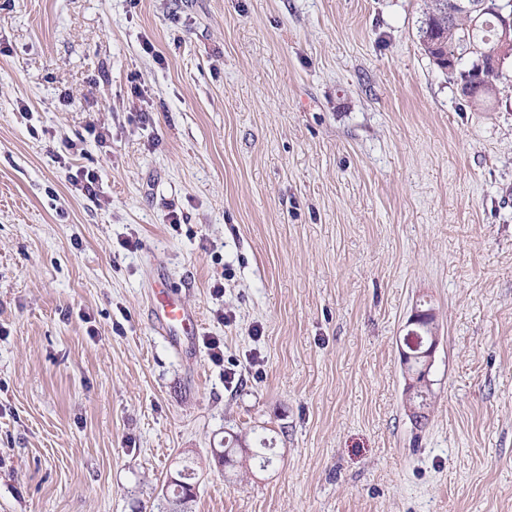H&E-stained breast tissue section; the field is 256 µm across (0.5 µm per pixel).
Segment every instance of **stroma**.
<instances>
[{
	"label": "stroma",
	"mask_w": 512,
	"mask_h": 512,
	"mask_svg": "<svg viewBox=\"0 0 512 512\" xmlns=\"http://www.w3.org/2000/svg\"><path fill=\"white\" fill-rule=\"evenodd\" d=\"M428 2L0 0V512H154L184 456L192 512H512V64L469 106ZM67 171V178L72 186L85 195H97L98 175L96 172L79 168L75 172H72V168H69ZM152 303V318L163 336L179 349L195 350L200 330L198 313L189 308L181 291L160 283ZM406 328L403 341H400L399 344V353L406 383L405 393L408 400L411 401L407 404V408L415 423H421L426 416L423 406L426 402H415L414 399L415 396L427 398L426 391L430 385L428 375L439 345L434 312L431 309L414 308L406 323ZM421 336H424L425 340L428 338L427 336H431V343L423 345Z\"/></svg>",
	"instance_id": "35a3bbf8"
}]
</instances>
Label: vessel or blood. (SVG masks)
Here are the masks:
<instances>
[{"mask_svg": "<svg viewBox=\"0 0 512 512\" xmlns=\"http://www.w3.org/2000/svg\"><path fill=\"white\" fill-rule=\"evenodd\" d=\"M152 318L163 336L177 348L194 350L200 330L198 313L189 308L178 289L162 285L155 294Z\"/></svg>", "mask_w": 512, "mask_h": 512, "instance_id": "obj_1", "label": "vessel or blood"}]
</instances>
